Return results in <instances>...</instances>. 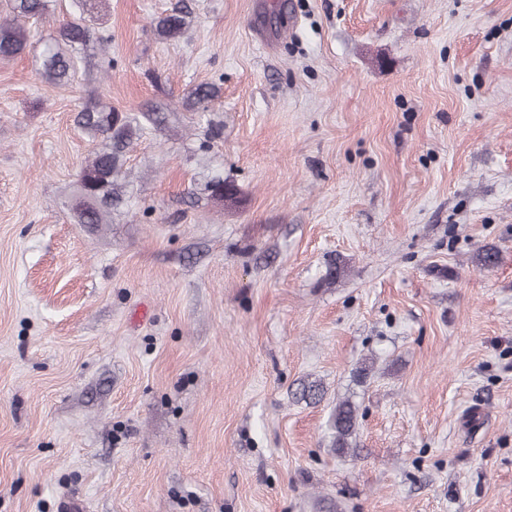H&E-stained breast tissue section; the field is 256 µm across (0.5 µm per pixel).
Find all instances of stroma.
<instances>
[{
    "label": "stroma",
    "instance_id": "obj_1",
    "mask_svg": "<svg viewBox=\"0 0 512 512\" xmlns=\"http://www.w3.org/2000/svg\"><path fill=\"white\" fill-rule=\"evenodd\" d=\"M175 2L0 59V512H512V0ZM92 97L140 120L108 224ZM189 13L181 9L172 10V12L160 17L156 21V30L158 34L168 40L177 39L185 32ZM95 31L83 19L63 20L58 35L42 52V69L46 76L57 83L68 79L75 66V58L94 38ZM64 47V48H63ZM216 97H218V89L214 84H200L191 91L187 106L194 112H205ZM358 411L354 403L344 399L336 404L330 416V429L332 431L331 450L342 455L349 449V439L356 431Z\"/></svg>",
    "mask_w": 512,
    "mask_h": 512
}]
</instances>
